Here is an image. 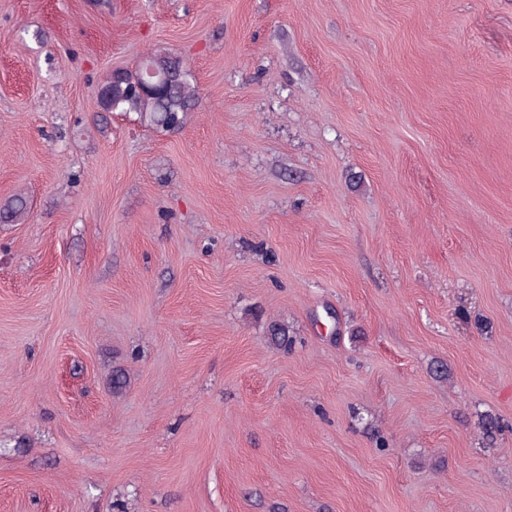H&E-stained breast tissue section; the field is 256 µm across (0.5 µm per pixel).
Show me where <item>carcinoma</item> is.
Instances as JSON below:
<instances>
[{
	"label": "carcinoma",
	"instance_id": "obj_1",
	"mask_svg": "<svg viewBox=\"0 0 512 512\" xmlns=\"http://www.w3.org/2000/svg\"><path fill=\"white\" fill-rule=\"evenodd\" d=\"M152 67L164 79L167 91L161 97L142 95L136 90L145 77L146 67ZM103 112L134 114L138 122L153 130L173 132L181 128L198 99L191 73L177 56L154 55L145 58L134 70H123L120 76L109 78L98 93ZM27 210V202L17 196L0 213L10 220L20 219ZM269 342L280 349L288 348L292 337L288 327L273 323L269 329Z\"/></svg>",
	"mask_w": 512,
	"mask_h": 512
}]
</instances>
